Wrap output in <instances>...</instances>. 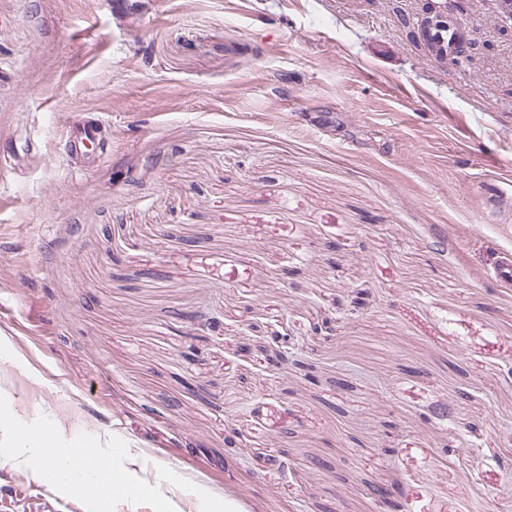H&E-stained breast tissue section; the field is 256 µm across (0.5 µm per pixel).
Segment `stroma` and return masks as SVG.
Listing matches in <instances>:
<instances>
[{"label": "stroma", "mask_w": 512, "mask_h": 512, "mask_svg": "<svg viewBox=\"0 0 512 512\" xmlns=\"http://www.w3.org/2000/svg\"><path fill=\"white\" fill-rule=\"evenodd\" d=\"M458 2L445 67L419 0H0V399L154 489L4 447L0 512H512V39ZM111 127V122L105 116L96 120L95 123H88L79 126L77 135L73 138L85 148L90 150L102 138L107 128Z\"/></svg>", "instance_id": "1"}]
</instances>
